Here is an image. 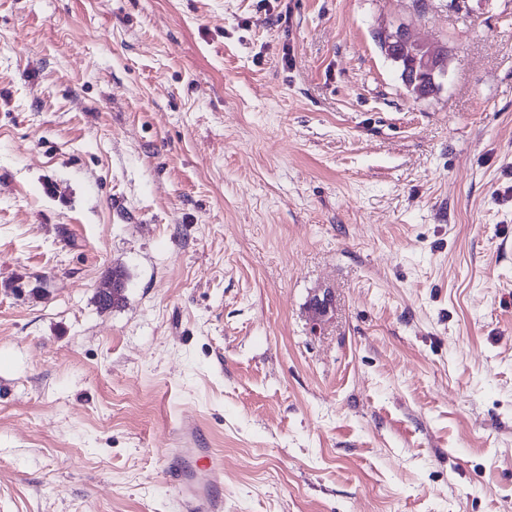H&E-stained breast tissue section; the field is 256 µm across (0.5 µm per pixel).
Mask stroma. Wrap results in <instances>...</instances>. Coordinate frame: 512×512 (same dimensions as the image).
Segmentation results:
<instances>
[{"label": "stroma", "mask_w": 512, "mask_h": 512, "mask_svg": "<svg viewBox=\"0 0 512 512\" xmlns=\"http://www.w3.org/2000/svg\"><path fill=\"white\" fill-rule=\"evenodd\" d=\"M425 4L0 0V512H512V0ZM389 60L393 63V65L397 71L398 78L400 79L405 90L407 91V93H409L415 99H425L426 97L431 95L433 92H435L431 80L425 81L423 84H419L418 82H416L414 84L413 90H410L409 85H411L413 81H412V78H410V76H406V74H405L406 68L403 66L404 62H398L395 60V58H390ZM415 91L418 93L419 96L415 95ZM421 97H423V98H421ZM180 460L196 459L209 475V481L202 486L195 483L192 478L184 477L175 488L186 512H223L224 499L216 496L212 488L221 484L223 479V459L216 456L210 448H181L174 454Z\"/></svg>", "instance_id": "1"}]
</instances>
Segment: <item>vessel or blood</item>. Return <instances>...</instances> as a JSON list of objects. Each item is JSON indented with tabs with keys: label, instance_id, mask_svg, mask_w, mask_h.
<instances>
[{
	"label": "vessel or blood",
	"instance_id": "1",
	"mask_svg": "<svg viewBox=\"0 0 512 512\" xmlns=\"http://www.w3.org/2000/svg\"><path fill=\"white\" fill-rule=\"evenodd\" d=\"M178 459H193L201 462L209 475V481L200 485L185 478L177 487V496L184 512H224V500L213 494L212 488L220 484L223 475V459L208 448H184L177 454Z\"/></svg>",
	"mask_w": 512,
	"mask_h": 512
}]
</instances>
